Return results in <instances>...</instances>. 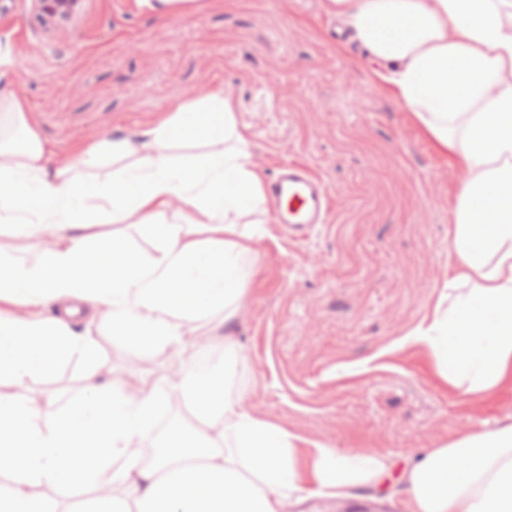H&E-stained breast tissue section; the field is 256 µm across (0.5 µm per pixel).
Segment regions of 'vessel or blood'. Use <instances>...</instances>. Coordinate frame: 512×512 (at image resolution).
<instances>
[{
	"label": "vessel or blood",
	"mask_w": 512,
	"mask_h": 512,
	"mask_svg": "<svg viewBox=\"0 0 512 512\" xmlns=\"http://www.w3.org/2000/svg\"><path fill=\"white\" fill-rule=\"evenodd\" d=\"M267 198L275 221L287 225L292 233H301L328 220V190L306 166H284L269 182Z\"/></svg>",
	"instance_id": "b4317fda"
}]
</instances>
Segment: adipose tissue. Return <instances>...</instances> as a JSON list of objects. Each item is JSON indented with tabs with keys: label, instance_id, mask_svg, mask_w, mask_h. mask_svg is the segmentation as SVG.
Here are the masks:
<instances>
[{
	"label": "adipose tissue",
	"instance_id": "obj_1",
	"mask_svg": "<svg viewBox=\"0 0 512 512\" xmlns=\"http://www.w3.org/2000/svg\"><path fill=\"white\" fill-rule=\"evenodd\" d=\"M380 67L394 101L412 112L463 173L440 305L406 337L465 395L512 380V0H326ZM111 159L103 179L86 172ZM263 201V177L233 105L192 97L138 142L96 141L79 162L56 157L25 102L0 98V227L46 238L33 259L0 254V299L56 306L57 315L0 312V512H56L40 486L88 488L80 512H288L310 496L340 502L386 469L370 450L295 436L253 416L234 391L232 340L212 360L190 343L200 322L239 315L247 253L244 217ZM94 224H134L144 256ZM100 314L142 354L170 350L175 374L149 390L104 379L95 336L70 322ZM85 385L45 412L5 392L70 361ZM192 429L156 424L170 400ZM153 444L154 459L141 450ZM404 512H512V424L411 457ZM127 497L113 493L114 486Z\"/></svg>",
	"mask_w": 512,
	"mask_h": 512
}]
</instances>
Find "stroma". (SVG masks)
Listing matches in <instances>:
<instances>
[{"label": "stroma", "instance_id": "stroma-1", "mask_svg": "<svg viewBox=\"0 0 512 512\" xmlns=\"http://www.w3.org/2000/svg\"><path fill=\"white\" fill-rule=\"evenodd\" d=\"M84 0L71 23L31 0L0 16V96L21 98L62 158L101 139H134L202 93L229 98L265 178L306 165L328 187V223L288 237L271 212L247 225L244 295L229 332L236 382L259 419L333 448H367L389 474L344 512H403L414 451L512 423V386L449 390L427 352L406 344L448 278L463 175L412 113L373 79L366 50L325 0ZM112 381L140 389L176 360L144 356L91 324ZM83 385L77 362L12 386L38 407Z\"/></svg>", "mask_w": 512, "mask_h": 512}]
</instances>
